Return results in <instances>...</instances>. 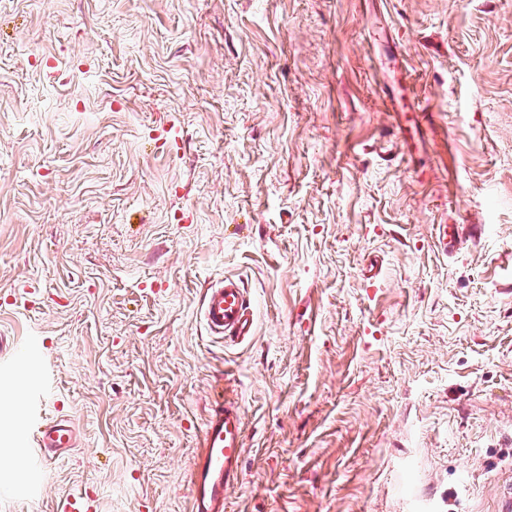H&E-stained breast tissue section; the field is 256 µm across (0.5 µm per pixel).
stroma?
I'll use <instances>...</instances> for the list:
<instances>
[{"label":"stroma","mask_w":512,"mask_h":512,"mask_svg":"<svg viewBox=\"0 0 512 512\" xmlns=\"http://www.w3.org/2000/svg\"><path fill=\"white\" fill-rule=\"evenodd\" d=\"M227 276L243 343L200 320ZM0 336V512H190L218 387L224 512H497L512 0H0ZM57 416L67 455L18 447ZM390 104L392 112L395 113L396 128L395 134L397 138H401L404 141L407 140L406 136L409 131L414 127V133L416 134L420 124V114L417 113L412 107H410L401 96L398 99L394 97L390 98ZM404 121H403V117ZM419 116V118H418ZM470 228L477 230V226L469 224H437L434 227L435 242L445 254H450L471 234ZM201 320L211 336L242 343L255 332L254 312L238 279L225 277L204 293ZM244 435L239 407L217 391L191 476V512H224V490L241 476ZM59 512H98L97 499L84 493L71 495L62 500L58 507Z\"/></svg>","instance_id":"obj_1"}]
</instances>
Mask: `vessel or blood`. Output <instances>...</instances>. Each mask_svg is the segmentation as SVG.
<instances>
[{
	"label": "vessel or blood",
	"instance_id": "obj_1",
	"mask_svg": "<svg viewBox=\"0 0 512 512\" xmlns=\"http://www.w3.org/2000/svg\"><path fill=\"white\" fill-rule=\"evenodd\" d=\"M398 117L395 133L406 138L418 127L417 112L404 99H391ZM470 233L466 224H439L434 228L435 242L444 253L455 251ZM201 320L213 336L244 342L255 332L254 312L238 279L227 277L207 288L201 305ZM33 445L41 450L65 453L76 445V430L70 420L60 418L37 426ZM244 435L239 407L223 392H216L201 435L191 476L190 512H224V491L241 476ZM58 512H98L96 498L78 493L62 500Z\"/></svg>",
	"mask_w": 512,
	"mask_h": 512
}]
</instances>
